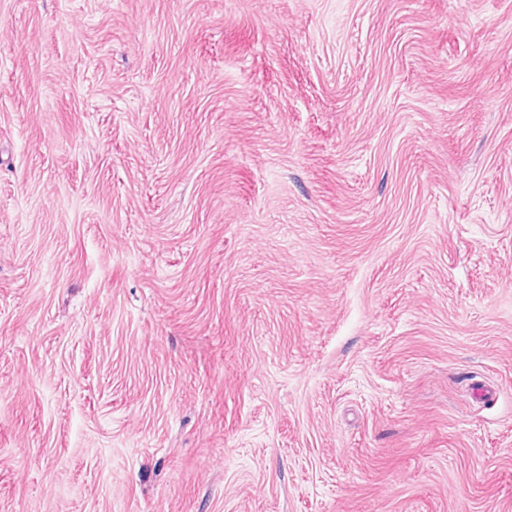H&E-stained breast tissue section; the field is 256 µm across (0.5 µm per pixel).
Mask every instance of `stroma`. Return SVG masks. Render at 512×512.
Here are the masks:
<instances>
[{
	"mask_svg": "<svg viewBox=\"0 0 512 512\" xmlns=\"http://www.w3.org/2000/svg\"><path fill=\"white\" fill-rule=\"evenodd\" d=\"M0 512H512V0H0Z\"/></svg>",
	"mask_w": 512,
	"mask_h": 512,
	"instance_id": "35a3bbf8",
	"label": "stroma"
}]
</instances>
